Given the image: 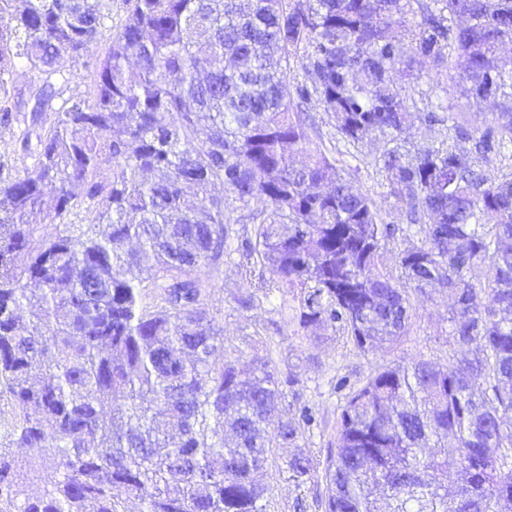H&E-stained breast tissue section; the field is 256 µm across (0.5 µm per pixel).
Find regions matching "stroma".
<instances>
[{
	"label": "stroma",
	"instance_id": "35a3bbf8",
	"mask_svg": "<svg viewBox=\"0 0 512 512\" xmlns=\"http://www.w3.org/2000/svg\"><path fill=\"white\" fill-rule=\"evenodd\" d=\"M110 44L109 36H102L83 55L62 56L59 65L69 74L68 92H88L94 64ZM30 122L26 112L18 113L7 127L0 126V160L11 163L13 173H21L31 165L32 158L20 144L23 129ZM325 145L335 146L338 168L349 173L354 187L368 193L377 203L386 223L401 224L405 216L388 197L387 189L377 181L374 162L383 151L382 143L365 141L359 151L347 152L335 145L333 130L321 124L313 131ZM202 280L209 293L208 303L217 322L224 328V348L220 355L237 360L240 366H249L254 353L271 351L280 372L296 374L300 380L294 397L287 403L293 410L310 408L314 422L302 441L304 449L317 455H326L336 442V422L344 402L345 392L338 389V379H346L354 386L366 379L382 364H409L421 359L438 363L456 357V347L448 334L450 302L447 291H432L428 295L412 294L416 311L407 336L392 348L359 351L341 332L326 329L319 340L295 335L292 325L286 323L276 309L282 300L281 292H273L250 311L237 310L235 299L246 294V281L231 263L204 270ZM291 449H275L267 468L258 480L267 489V512H294L296 499H304L305 512H320L316 500L324 485L311 482L295 486L288 479L284 466Z\"/></svg>",
	"mask_w": 512,
	"mask_h": 512
}]
</instances>
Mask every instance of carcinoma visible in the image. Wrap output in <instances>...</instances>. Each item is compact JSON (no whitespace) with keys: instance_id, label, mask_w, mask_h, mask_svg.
Masks as SVG:
<instances>
[{"instance_id":"1","label":"carcinoma","mask_w":512,"mask_h":512,"mask_svg":"<svg viewBox=\"0 0 512 512\" xmlns=\"http://www.w3.org/2000/svg\"><path fill=\"white\" fill-rule=\"evenodd\" d=\"M124 3L93 95L63 99L58 57L86 51L109 15L93 0H0L1 125L25 107L16 63L42 80L41 128L21 136L34 162L21 175L0 163V512H125L128 499L267 512L255 475L314 418L283 412L299 379L271 356L246 371L216 360L201 272L236 255L258 273L250 287L290 296L279 312L294 333L330 327L363 352L408 334L411 294L453 299L456 359L377 367L345 395L337 448L286 462L298 487L322 479V512H512V171L484 174L512 151L498 56L512 0ZM402 67L435 72L434 91L459 72L471 110L492 102L497 121L411 110ZM305 105L350 146L383 141L382 182L422 235L399 274L382 251L402 228L312 137ZM415 120L446 135L402 139ZM47 220L59 233L39 234ZM450 435L454 454L431 452Z\"/></svg>"}]
</instances>
